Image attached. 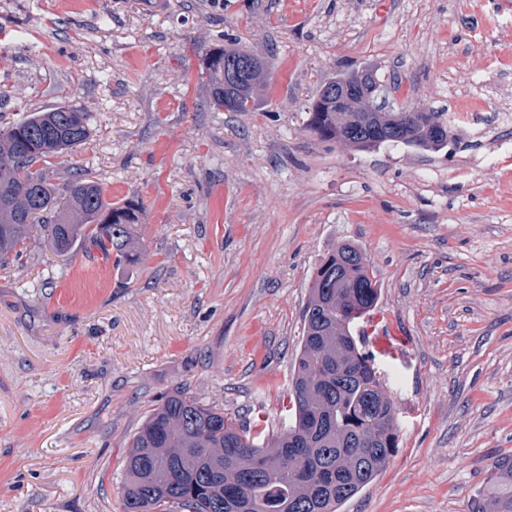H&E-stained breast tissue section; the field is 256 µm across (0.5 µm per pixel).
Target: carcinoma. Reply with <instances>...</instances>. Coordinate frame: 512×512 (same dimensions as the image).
<instances>
[{
    "instance_id": "1",
    "label": "carcinoma",
    "mask_w": 512,
    "mask_h": 512,
    "mask_svg": "<svg viewBox=\"0 0 512 512\" xmlns=\"http://www.w3.org/2000/svg\"><path fill=\"white\" fill-rule=\"evenodd\" d=\"M209 105L248 112L266 79L264 61L243 48L216 44L201 56ZM246 59L245 79L231 86L224 71ZM367 70L334 80L355 91ZM384 112L374 98L351 95L341 111L323 92L309 108V130L355 151L383 145L423 151L448 147L441 112ZM84 108L62 104L0 128V268L41 237L53 252L94 250L114 263L139 259L142 243L135 199L114 206L103 187L75 177L58 205L50 158L73 151L90 136ZM400 128L385 140L377 129ZM380 295L361 248L341 243L316 265L302 315V339L289 380L288 421L268 433L187 389L155 401L128 441L122 512H337L372 483L399 447L397 408L366 342L354 336ZM265 470L256 474L253 462ZM475 512H512V455L492 466L487 493Z\"/></svg>"
}]
</instances>
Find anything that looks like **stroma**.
Wrapping results in <instances>:
<instances>
[{"instance_id": "1", "label": "stroma", "mask_w": 512, "mask_h": 512, "mask_svg": "<svg viewBox=\"0 0 512 512\" xmlns=\"http://www.w3.org/2000/svg\"><path fill=\"white\" fill-rule=\"evenodd\" d=\"M512 0H0V126L61 103L91 136L54 160L107 202L139 196V263L32 239L0 270V512H121L138 416L189 389L280 427L310 276L368 255V346L399 449L340 512H472L512 454ZM236 43L268 81L208 104L200 50ZM369 69L397 111L478 112L439 152L318 140L324 80ZM479 161L480 172L469 171Z\"/></svg>"}]
</instances>
